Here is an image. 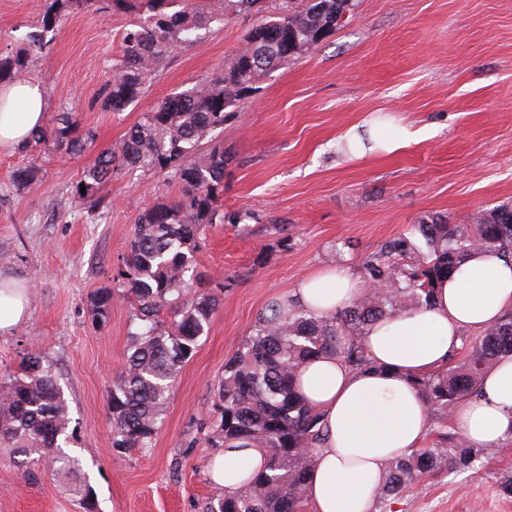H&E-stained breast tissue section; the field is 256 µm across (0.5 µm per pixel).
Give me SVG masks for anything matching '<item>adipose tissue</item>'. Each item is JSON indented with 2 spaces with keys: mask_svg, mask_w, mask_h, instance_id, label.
Here are the masks:
<instances>
[{
  "mask_svg": "<svg viewBox=\"0 0 512 512\" xmlns=\"http://www.w3.org/2000/svg\"><path fill=\"white\" fill-rule=\"evenodd\" d=\"M44 92L35 83L0 87V146L25 143L42 125ZM349 155L390 154L399 140L376 126H351L343 136ZM365 283L347 268H331L300 283L292 297L321 317L349 305ZM512 309V261L495 250L472 253L455 275L435 289L430 304L373 322L363 339L379 371H352L326 351L299 369L298 393L326 425L309 472L304 512H372L374 495L390 464L422 448L429 429L426 404L407 377L446 368L464 331H479ZM454 422L477 448H495L512 438V356L484 376L478 396L465 400ZM263 447L226 448L214 455L209 475L233 491L262 469Z\"/></svg>",
  "mask_w": 512,
  "mask_h": 512,
  "instance_id": "ef3b65f1",
  "label": "adipose tissue"
}]
</instances>
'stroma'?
Instances as JSON below:
<instances>
[{"label":"stroma","instance_id":"stroma-1","mask_svg":"<svg viewBox=\"0 0 512 512\" xmlns=\"http://www.w3.org/2000/svg\"><path fill=\"white\" fill-rule=\"evenodd\" d=\"M47 0H0V54L22 51ZM257 15L212 27L200 45L164 59L136 106L103 112L101 93L130 17L63 13L51 44L30 56L28 81L45 95V126L62 109L94 130L95 149L121 142L143 112L176 89L211 76L241 47ZM386 135L417 131L392 154L345 158L336 144L372 117ZM229 220L210 227L196 254L202 292L228 286L208 331L183 364L151 447L112 446L107 397L128 355L135 305L112 274L140 213L177 195L167 173L124 170L88 212L71 185L89 156L54 145L0 148V282L28 288V309L0 330V378L30 350L45 353L69 403V454L83 482L73 489L46 463L18 467L0 447V512H196L220 495L207 478L213 389L259 312L319 269H358L360 258L431 215L468 223L512 202V0H357L353 17L310 53L258 81L224 124ZM34 166L22 187L17 168ZM291 247H283L284 233ZM111 294L106 318L93 304ZM512 476V440L479 471L428 479L404 491L393 512H512L499 485Z\"/></svg>","mask_w":512,"mask_h":512}]
</instances>
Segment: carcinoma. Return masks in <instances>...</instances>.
Segmentation results:
<instances>
[{
  "label": "carcinoma",
  "mask_w": 512,
  "mask_h": 512,
  "mask_svg": "<svg viewBox=\"0 0 512 512\" xmlns=\"http://www.w3.org/2000/svg\"><path fill=\"white\" fill-rule=\"evenodd\" d=\"M273 17L261 19L232 60L215 75L168 95L143 113L123 140L97 152L72 183L73 196L104 213L103 187L125 169L170 172L179 194L144 210L131 233L129 251L112 281L133 296L141 326L129 335L124 370L112 381L109 410L112 447L132 452L149 448L170 402L173 383L185 360L206 333L219 304L210 290L187 300L200 240L208 227L224 223L218 208L224 192V132L228 109L247 97L258 79L314 49L340 28L336 15L348 0H281ZM262 0H51L40 25L24 35L29 54L50 42L65 10L132 13L123 30L121 53L112 60L96 103L103 112H123L139 102L152 73L175 49L201 42V31L224 26L242 12H262ZM27 73L21 55L0 56V83ZM95 141L72 112L58 113L51 128L31 132L25 149L47 143L80 156ZM86 187L81 193L80 186ZM494 249L512 260V204H499L450 224L439 215L411 225L360 260L367 291L336 313L315 317L292 298L276 300L262 311L253 332L224 366L213 402L214 448L268 449L264 469L236 491L202 501L198 512H302L307 476L325 426L296 389V369L336 347L355 371L378 366L363 346L368 326L392 314L430 303L433 286L448 279L472 252ZM167 310L170 321L160 319ZM512 355V310L462 338L448 367L408 377L428 405L431 424L447 426L448 417L467 398L478 395L485 372ZM70 423L68 403L52 364L38 350L22 358L19 372L0 380V446L33 461L52 454L59 478L75 486L77 459L65 451ZM496 452L475 448L464 437L440 434L434 448H420L398 459L375 494L374 512H392V500L410 485L443 470L462 473Z\"/></svg>",
  "instance_id": "carcinoma-1"
}]
</instances>
